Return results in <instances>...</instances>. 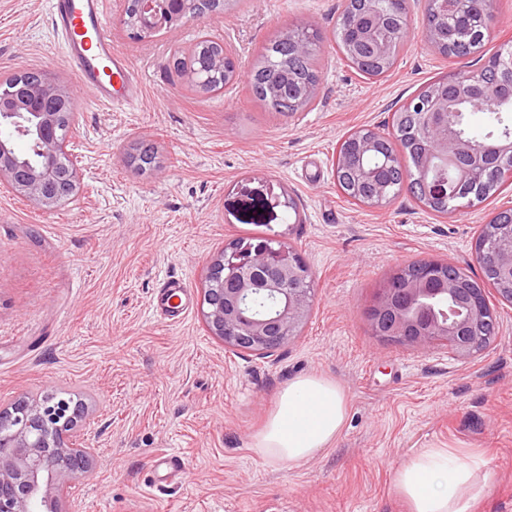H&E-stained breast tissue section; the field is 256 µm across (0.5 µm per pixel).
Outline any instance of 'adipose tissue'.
Wrapping results in <instances>:
<instances>
[{
  "label": "adipose tissue",
  "mask_w": 512,
  "mask_h": 512,
  "mask_svg": "<svg viewBox=\"0 0 512 512\" xmlns=\"http://www.w3.org/2000/svg\"><path fill=\"white\" fill-rule=\"evenodd\" d=\"M346 415L344 395L334 382L299 376L280 390L276 408L252 446L271 462L299 465L334 443ZM493 479L482 461L463 463L447 449L421 448L397 465L393 487L410 512H472Z\"/></svg>",
  "instance_id": "1"
}]
</instances>
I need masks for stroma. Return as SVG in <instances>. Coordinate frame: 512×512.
<instances>
[{
	"label": "stroma",
	"mask_w": 512,
	"mask_h": 512,
	"mask_svg": "<svg viewBox=\"0 0 512 512\" xmlns=\"http://www.w3.org/2000/svg\"><path fill=\"white\" fill-rule=\"evenodd\" d=\"M345 0H229L222 9L131 39L124 0H103L113 47L142 82L125 110L81 89L46 0H0V76L42 71L67 86V151L78 190L46 211L0 187V406L64 393L87 415L76 443L91 471L65 480L60 512H409L394 469L420 448L487 462L493 483L474 512H512V303L488 290L498 320L469 358L375 336L377 288L407 263L439 260L479 274L476 242L512 209V182L447 214L404 192L387 208L347 197L333 160L349 134L386 131L394 110L453 72L512 44V0H497L481 54L448 57L422 36L425 0L392 69L351 68L334 31ZM316 29L322 76L306 109L278 114L254 98L252 66L288 25ZM232 44L241 74L223 91H193L173 60L198 35ZM141 146L156 164L129 163ZM279 205H271V196ZM295 250L313 283L306 320L264 356L213 336L201 304L211 262L241 238ZM171 278L181 292L162 298ZM335 382L346 405L334 444L299 466L251 446L295 377ZM181 455L173 483L151 484L158 451Z\"/></svg>",
	"instance_id": "35a3bbf8"
}]
</instances>
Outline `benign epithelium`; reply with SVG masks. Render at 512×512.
<instances>
[{
  "label": "benign epithelium",
  "mask_w": 512,
  "mask_h": 512,
  "mask_svg": "<svg viewBox=\"0 0 512 512\" xmlns=\"http://www.w3.org/2000/svg\"><path fill=\"white\" fill-rule=\"evenodd\" d=\"M462 0H427L426 14L440 20L458 13ZM203 0H135L125 7L121 23L137 38L160 28L173 29L201 18ZM365 0V9L348 14L343 26L353 31L346 41L348 53L357 59L372 56L390 62L409 30L406 0ZM36 81L21 84L0 78V182L44 209L66 202L77 189V171L70 162L63 131L72 102L70 90L43 72H32ZM475 99L512 104V84H487L482 71L452 73L438 81L429 99L414 97L407 107L423 114V133L430 146L418 156L416 168H406L399 153L373 168H358V186L372 206L391 204L385 199L388 185L380 172L398 168L403 185L421 186L427 203L453 195V184L436 177L438 167H452L461 178H475L486 164L506 171L512 180V138L464 140L453 128L452 108ZM384 133L356 131L348 137L342 154L336 155L335 174L347 160L374 149ZM24 138L42 158L37 166L24 163L15 140ZM487 242L498 244L497 265L512 282V224H489ZM204 288L202 315L212 335L224 344L258 355L288 345L307 318L310 289L298 284L309 273L295 250L273 240L233 244L212 265ZM264 296L273 301L271 311L259 315L252 300ZM376 335L388 340L425 347L442 345L467 358L496 335V315L485 291L464 288L448 277L438 261L427 271L396 277L376 290L368 313ZM86 414L85 406L53 395L42 399L20 398L0 409V512H59L64 479L89 468L88 451L69 440V433Z\"/></svg>",
  "instance_id": "7a95c632"
}]
</instances>
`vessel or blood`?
Wrapping results in <instances>:
<instances>
[{
    "mask_svg": "<svg viewBox=\"0 0 512 512\" xmlns=\"http://www.w3.org/2000/svg\"><path fill=\"white\" fill-rule=\"evenodd\" d=\"M47 4L51 24L84 92L93 101L111 106L135 101L138 81L127 59L113 50L101 23L100 0H47ZM153 468L163 477L174 476L182 470L181 459L163 450L155 455Z\"/></svg>",
    "mask_w": 512,
    "mask_h": 512,
    "instance_id": "1",
    "label": "vessel or blood"
}]
</instances>
